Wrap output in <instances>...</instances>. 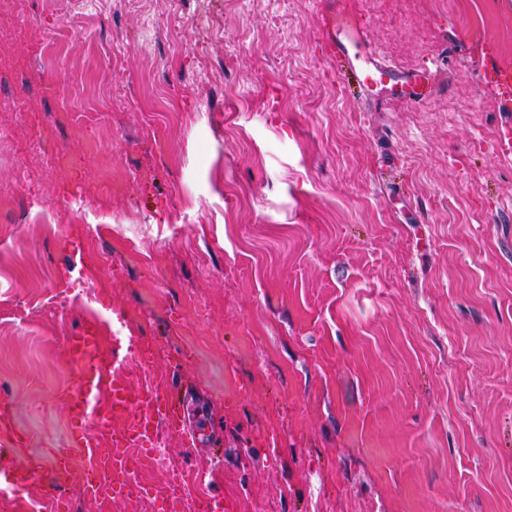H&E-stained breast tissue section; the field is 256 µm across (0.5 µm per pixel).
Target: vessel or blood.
<instances>
[{"label": "vessel or blood", "instance_id": "obj_1", "mask_svg": "<svg viewBox=\"0 0 512 512\" xmlns=\"http://www.w3.org/2000/svg\"><path fill=\"white\" fill-rule=\"evenodd\" d=\"M330 55L343 63L345 73L360 88L375 85L408 86L416 82V74L401 72L384 63L371 48L353 50L343 30L327 36ZM100 338L95 324H87L69 336L65 350L77 363V383L67 397L75 421L72 439L75 447L89 450L87 495H95L101 474H108L113 498H125L137 485L128 451L131 448L148 450L160 432L178 435L188 447L195 448L200 440L193 428L180 417L173 397L149 389L135 391L120 379L109 362L98 357ZM11 403L0 399V434L7 435L10 447L26 446L25 434L14 432L9 416ZM97 415L107 432L111 451L96 453V438L87 431L89 415Z\"/></svg>", "mask_w": 512, "mask_h": 512}]
</instances>
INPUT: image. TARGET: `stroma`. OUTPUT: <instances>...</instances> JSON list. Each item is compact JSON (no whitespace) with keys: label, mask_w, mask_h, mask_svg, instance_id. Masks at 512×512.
Masks as SVG:
<instances>
[{"label":"stroma","mask_w":512,"mask_h":512,"mask_svg":"<svg viewBox=\"0 0 512 512\" xmlns=\"http://www.w3.org/2000/svg\"><path fill=\"white\" fill-rule=\"evenodd\" d=\"M348 19L414 96L326 56ZM512 0H0V512H512ZM188 386L147 496L83 494L68 336ZM10 400L1 397L0 399V434H7L6 437L8 444L12 448H1V453H5L11 449L25 448L27 444V436L22 433H17L13 430L12 423L9 416Z\"/></svg>","instance_id":"obj_1"}]
</instances>
